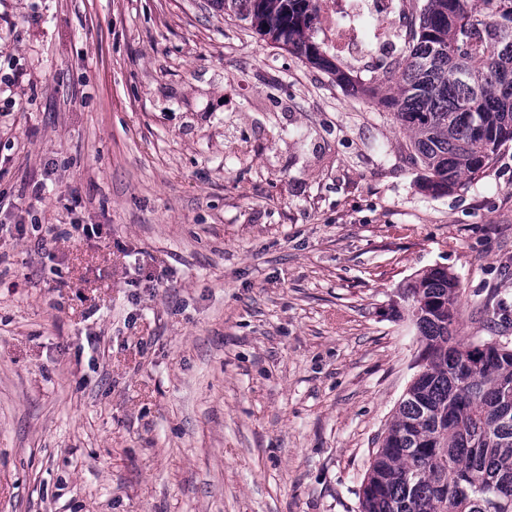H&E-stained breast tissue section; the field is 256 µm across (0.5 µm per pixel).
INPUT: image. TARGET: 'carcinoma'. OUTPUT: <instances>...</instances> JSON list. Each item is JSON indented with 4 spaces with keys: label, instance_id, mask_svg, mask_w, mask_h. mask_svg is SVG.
<instances>
[{
    "label": "carcinoma",
    "instance_id": "cac0c4a2",
    "mask_svg": "<svg viewBox=\"0 0 512 512\" xmlns=\"http://www.w3.org/2000/svg\"><path fill=\"white\" fill-rule=\"evenodd\" d=\"M312 65L350 78L310 32L318 0H210ZM385 97L409 133L421 188L454 191L512 142V0H425ZM458 281L442 267L401 294L419 337L413 377L358 491L359 512H512V346L456 333Z\"/></svg>",
    "mask_w": 512,
    "mask_h": 512
}]
</instances>
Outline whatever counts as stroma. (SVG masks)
<instances>
[{
	"label": "stroma",
	"instance_id": "1",
	"mask_svg": "<svg viewBox=\"0 0 512 512\" xmlns=\"http://www.w3.org/2000/svg\"><path fill=\"white\" fill-rule=\"evenodd\" d=\"M405 57L342 85L209 0H0V512H357L406 284L512 342V143L423 192L362 94Z\"/></svg>",
	"mask_w": 512,
	"mask_h": 512
}]
</instances>
